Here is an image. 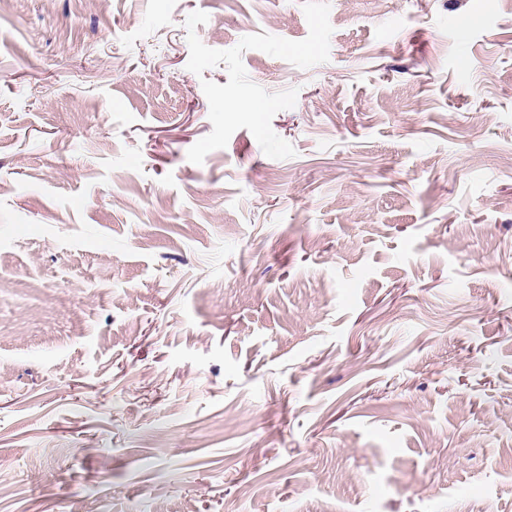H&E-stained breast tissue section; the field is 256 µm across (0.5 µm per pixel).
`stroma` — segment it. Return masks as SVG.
<instances>
[{
	"instance_id": "35a3bbf8",
	"label": "stroma",
	"mask_w": 512,
	"mask_h": 512,
	"mask_svg": "<svg viewBox=\"0 0 512 512\" xmlns=\"http://www.w3.org/2000/svg\"><path fill=\"white\" fill-rule=\"evenodd\" d=\"M329 4L0 0V512H512V0Z\"/></svg>"
}]
</instances>
